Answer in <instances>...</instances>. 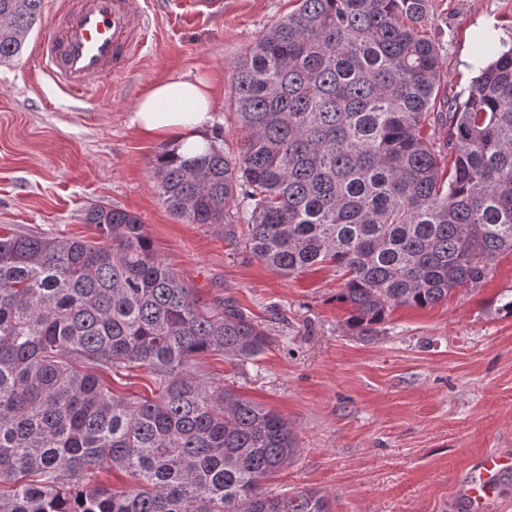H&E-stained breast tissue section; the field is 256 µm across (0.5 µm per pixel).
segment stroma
Returning <instances> with one entry per match:
<instances>
[{
    "label": "stroma",
    "mask_w": 512,
    "mask_h": 512,
    "mask_svg": "<svg viewBox=\"0 0 512 512\" xmlns=\"http://www.w3.org/2000/svg\"><path fill=\"white\" fill-rule=\"evenodd\" d=\"M294 7L292 0H225L202 20L151 18L134 72L107 77L81 107L41 76L30 53L0 64V233L93 236L92 203L141 217L158 256L207 304L231 300L269 336L246 366L218 355L207 377L284 416L300 453L264 480L273 494L314 488L330 512H468L455 494L478 456L512 452V317L495 301L512 289V255L477 289L395 308L379 331L349 327L342 281L325 266L287 277L233 248L216 228L185 224L158 197L151 163L164 147L129 124L153 81L188 69L218 81L215 126L235 153L233 61ZM443 92L466 99L478 40L512 46V0H430Z\"/></svg>",
    "instance_id": "1"
}]
</instances>
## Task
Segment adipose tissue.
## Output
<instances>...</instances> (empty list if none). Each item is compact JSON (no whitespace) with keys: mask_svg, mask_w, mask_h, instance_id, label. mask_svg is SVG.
I'll list each match as a JSON object with an SVG mask.
<instances>
[{"mask_svg":"<svg viewBox=\"0 0 512 512\" xmlns=\"http://www.w3.org/2000/svg\"><path fill=\"white\" fill-rule=\"evenodd\" d=\"M212 104V78L176 72L142 94L129 122L145 135L171 139L176 155L188 158L207 144Z\"/></svg>","mask_w":512,"mask_h":512,"instance_id":"ef3b65f1","label":"adipose tissue"}]
</instances>
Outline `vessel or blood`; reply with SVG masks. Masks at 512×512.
<instances>
[{
	"label": "vessel or blood",
	"instance_id": "obj_1",
	"mask_svg": "<svg viewBox=\"0 0 512 512\" xmlns=\"http://www.w3.org/2000/svg\"><path fill=\"white\" fill-rule=\"evenodd\" d=\"M200 19L224 10V0H172ZM151 0H62L51 18L50 33L36 40L32 54L40 74L60 91L80 99L105 74L122 75L136 64L150 26ZM512 457L490 450L459 485L472 512H482Z\"/></svg>",
	"mask_w": 512,
	"mask_h": 512
}]
</instances>
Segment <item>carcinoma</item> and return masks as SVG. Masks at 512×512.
Listing matches in <instances>:
<instances>
[{"instance_id": "cac0c4a2", "label": "carcinoma", "mask_w": 512, "mask_h": 512, "mask_svg": "<svg viewBox=\"0 0 512 512\" xmlns=\"http://www.w3.org/2000/svg\"><path fill=\"white\" fill-rule=\"evenodd\" d=\"M44 0H0V64ZM429 0H295L232 65L241 136L151 175L168 211L224 233L287 276L331 264L364 336L399 306L482 286L512 254V47L483 43L466 100L445 112ZM447 131L442 141L436 131ZM95 236L0 235V512H328L313 489L262 481L299 452L278 412L201 378L243 365L265 330L197 299L135 213L89 204ZM144 369L155 397L104 379ZM119 473L122 490L99 483Z\"/></svg>"}]
</instances>
